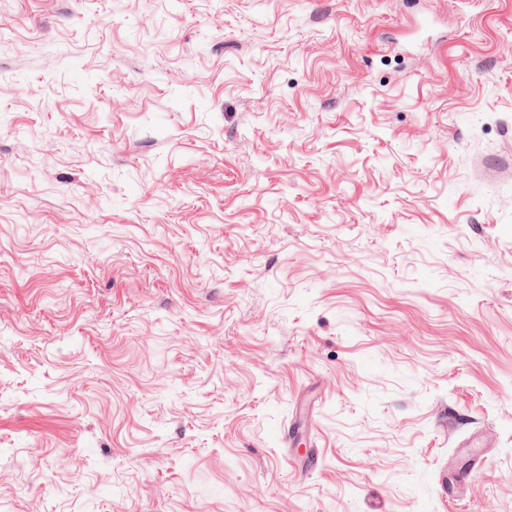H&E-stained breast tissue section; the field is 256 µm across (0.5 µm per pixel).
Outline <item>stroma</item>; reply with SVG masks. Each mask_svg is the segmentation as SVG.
Wrapping results in <instances>:
<instances>
[{"instance_id": "1", "label": "stroma", "mask_w": 512, "mask_h": 512, "mask_svg": "<svg viewBox=\"0 0 512 512\" xmlns=\"http://www.w3.org/2000/svg\"><path fill=\"white\" fill-rule=\"evenodd\" d=\"M0 512H512V0H0Z\"/></svg>"}]
</instances>
